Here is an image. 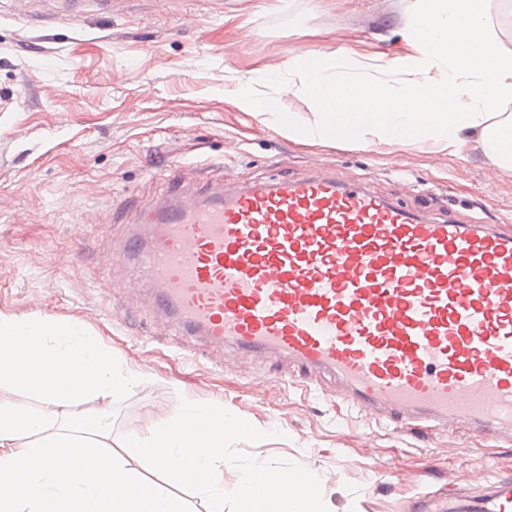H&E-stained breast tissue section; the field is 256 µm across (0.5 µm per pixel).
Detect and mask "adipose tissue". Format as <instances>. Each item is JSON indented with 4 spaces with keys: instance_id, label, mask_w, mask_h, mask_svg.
<instances>
[{
    "instance_id": "1",
    "label": "adipose tissue",
    "mask_w": 512,
    "mask_h": 512,
    "mask_svg": "<svg viewBox=\"0 0 512 512\" xmlns=\"http://www.w3.org/2000/svg\"><path fill=\"white\" fill-rule=\"evenodd\" d=\"M490 0H418L404 33L407 55L387 64L337 57L311 70L306 57L288 71L300 88L317 86L316 121H282L276 98L237 90L240 105L276 118L288 137H333L348 113L362 110L357 141L390 143L394 129L423 127L427 139L457 152L479 133L484 148L512 167V52L500 48L487 21ZM0 512H186L172 485L191 481L207 512H224V440L232 422L222 406L189 400L147 437L131 435L153 480H145L112 447L105 414L126 399L132 378L110 347L79 324L38 316L0 314ZM200 452L186 457L190 443ZM239 478L243 512H296L316 479L304 475L293 490L268 495Z\"/></svg>"
}]
</instances>
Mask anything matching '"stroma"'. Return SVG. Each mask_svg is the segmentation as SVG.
Instances as JSON below:
<instances>
[{
	"label": "stroma",
	"mask_w": 512,
	"mask_h": 512,
	"mask_svg": "<svg viewBox=\"0 0 512 512\" xmlns=\"http://www.w3.org/2000/svg\"><path fill=\"white\" fill-rule=\"evenodd\" d=\"M417 0H112L108 12L37 21L0 0V313L80 323L136 374L112 406V437L149 434L189 400L223 405L224 512H241L243 467L319 478L321 512H415L450 476L480 488L512 475V442L425 436L302 393L287 365L244 357L164 326L137 262L113 246L129 210L170 187L172 166L239 180L297 179L315 165L375 178L381 192L477 223H512V168L478 137L362 147L288 138L242 109L233 89L285 68L302 48L332 60L405 55ZM136 287H113V275Z\"/></svg>",
	"instance_id": "stroma-1"
}]
</instances>
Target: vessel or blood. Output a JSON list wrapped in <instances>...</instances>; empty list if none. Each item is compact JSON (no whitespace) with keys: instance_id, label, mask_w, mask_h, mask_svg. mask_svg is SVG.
<instances>
[{"instance_id":"b4317fda","label":"vessel or blood","mask_w":512,"mask_h":512,"mask_svg":"<svg viewBox=\"0 0 512 512\" xmlns=\"http://www.w3.org/2000/svg\"><path fill=\"white\" fill-rule=\"evenodd\" d=\"M123 253L183 333L332 380L412 432L512 440V226L408 208L317 170L231 184L174 172ZM415 512H512V476Z\"/></svg>"}]
</instances>
